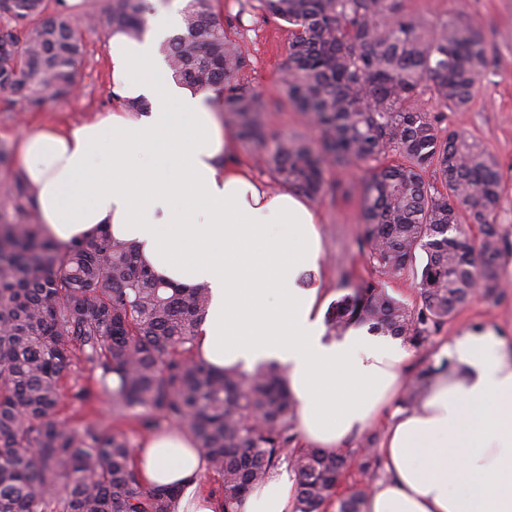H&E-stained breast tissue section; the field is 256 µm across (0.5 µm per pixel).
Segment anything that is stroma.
Listing matches in <instances>:
<instances>
[{
    "mask_svg": "<svg viewBox=\"0 0 512 512\" xmlns=\"http://www.w3.org/2000/svg\"><path fill=\"white\" fill-rule=\"evenodd\" d=\"M109 0H83L79 14L71 21L84 44L76 73L77 90L67 98L46 97L40 110L31 111L16 98L0 95V144L16 151L20 138L43 127L74 128L111 111L114 104L110 74L103 54L107 30L102 25ZM411 12L432 19L464 16L477 24L488 43L490 66L477 84L474 97L462 112H449L436 102L425 101L430 114L442 117L444 126L462 128L479 140L499 161L503 179L500 206L493 215L496 224L512 236V0H405ZM237 40L250 65L239 76L250 87L262 109L269 139L297 135L318 139L319 132L308 117L288 102L284 63L290 39L287 23L265 17L259 11L242 14ZM370 171L366 165L334 174L337 189L312 202L321 220L324 256L319 277L330 300H338L348 285L369 282L387 288L396 298L418 304L420 297L411 273L388 277L381 274L360 241V197ZM502 288L498 296H476L459 309L443 329L422 346L409 347L405 362L408 374H415L433 360L438 347L465 328L494 327L512 351V254L501 268ZM87 371L72 366L61 380L59 419L73 425L99 422L124 432L133 445L144 440L134 412H113L111 399L100 396L81 403L73 394L91 386Z\"/></svg>",
    "mask_w": 512,
    "mask_h": 512,
    "instance_id": "obj_1",
    "label": "stroma"
}]
</instances>
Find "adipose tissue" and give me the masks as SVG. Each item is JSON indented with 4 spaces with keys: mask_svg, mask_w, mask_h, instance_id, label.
Masks as SVG:
<instances>
[{
    "mask_svg": "<svg viewBox=\"0 0 512 512\" xmlns=\"http://www.w3.org/2000/svg\"><path fill=\"white\" fill-rule=\"evenodd\" d=\"M183 6L150 14L140 37L108 31L117 108L19 140L42 230L69 243L106 228L166 281L206 285L199 354L219 370L284 367L306 445L339 449L390 411L378 450L385 474L366 512H512V353L503 339L491 327L463 330L435 352L434 363L450 366L421 404L390 409L406 383L407 349L358 328L328 336L326 289L298 284L324 253L318 217L291 188L270 191L233 163L213 94L173 77L162 46ZM136 462L147 485L180 486L177 512H219L185 430L147 437ZM296 493L295 476L274 470L241 512H294Z\"/></svg>",
    "mask_w": 512,
    "mask_h": 512,
    "instance_id": "1",
    "label": "adipose tissue"
}]
</instances>
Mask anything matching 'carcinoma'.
Listing matches in <instances>:
<instances>
[{"mask_svg": "<svg viewBox=\"0 0 512 512\" xmlns=\"http://www.w3.org/2000/svg\"><path fill=\"white\" fill-rule=\"evenodd\" d=\"M50 4L16 0V18L0 27V93L30 110L49 93H72L83 53L72 22ZM250 8L290 26L288 100L319 141L266 139L256 95L238 81L249 65L232 38L242 9L225 17L213 0H188L166 41L169 69L197 91L219 92L236 135L262 150L277 183L306 196L335 188L332 171L395 155L364 186L361 244L383 274L412 271L421 304L355 285L331 306L327 326L342 334L364 324L422 344L476 294L494 295L512 254L490 220L503 191L497 159L466 132L441 127L421 101L427 93L451 112L466 108L489 65L484 35L461 16L411 14L403 0H253ZM148 12L147 0H110L106 28L137 37ZM0 194L17 215L0 218V512H176L178 491L144 485L124 433L57 418L60 380L76 360L113 408L146 410L142 431L168 422L194 436L222 512H240L284 462L297 477L296 512L325 504L363 512L381 466L372 448L362 450L360 480L338 493L352 462L296 447V402L278 365L216 372L198 356L207 288L160 279L104 229L67 245L44 237L19 174ZM436 373L431 364L419 370L402 405H418Z\"/></svg>", "mask_w": 512, "mask_h": 512, "instance_id": "cac0c4a2", "label": "carcinoma"}]
</instances>
